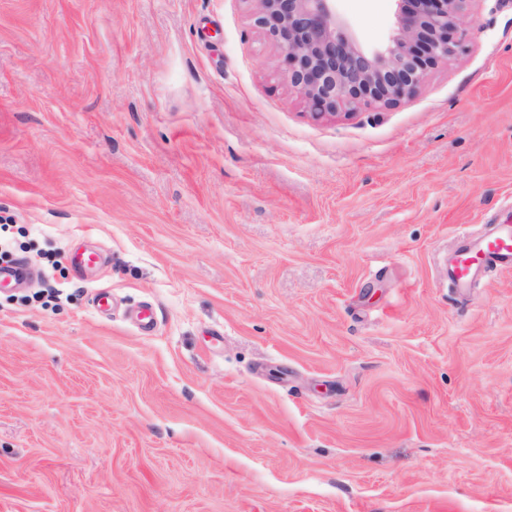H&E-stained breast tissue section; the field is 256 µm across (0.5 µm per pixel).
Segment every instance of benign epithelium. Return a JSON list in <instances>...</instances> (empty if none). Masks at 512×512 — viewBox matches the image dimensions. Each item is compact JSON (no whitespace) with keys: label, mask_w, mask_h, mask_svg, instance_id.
I'll return each instance as SVG.
<instances>
[{"label":"benign epithelium","mask_w":512,"mask_h":512,"mask_svg":"<svg viewBox=\"0 0 512 512\" xmlns=\"http://www.w3.org/2000/svg\"><path fill=\"white\" fill-rule=\"evenodd\" d=\"M255 23L280 49L288 82L311 114L391 108L417 95L429 69L457 54L469 0H394L388 41L365 50L346 32L335 0H253Z\"/></svg>","instance_id":"1"}]
</instances>
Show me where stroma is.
I'll return each instance as SVG.
<instances>
[{
    "instance_id": "35a3bbf8",
    "label": "stroma",
    "mask_w": 512,
    "mask_h": 512,
    "mask_svg": "<svg viewBox=\"0 0 512 512\" xmlns=\"http://www.w3.org/2000/svg\"><path fill=\"white\" fill-rule=\"evenodd\" d=\"M254 11L0 0V265L108 257L0 288V512H512V269L446 274L512 224V0L322 118Z\"/></svg>"
}]
</instances>
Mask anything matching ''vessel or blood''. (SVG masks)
Instances as JSON below:
<instances>
[{
  "mask_svg": "<svg viewBox=\"0 0 512 512\" xmlns=\"http://www.w3.org/2000/svg\"><path fill=\"white\" fill-rule=\"evenodd\" d=\"M512 268V225H500L492 235L474 238L462 234L461 244L447 269L449 280L466 288L489 268Z\"/></svg>",
  "mask_w": 512,
  "mask_h": 512,
  "instance_id": "1",
  "label": "vessel or blood"
}]
</instances>
